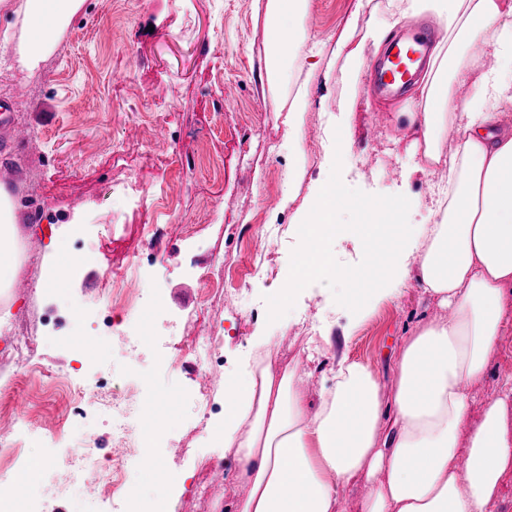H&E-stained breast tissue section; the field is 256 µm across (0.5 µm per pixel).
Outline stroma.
Returning a JSON list of instances; mask_svg holds the SVG:
<instances>
[{"mask_svg":"<svg viewBox=\"0 0 512 512\" xmlns=\"http://www.w3.org/2000/svg\"><path fill=\"white\" fill-rule=\"evenodd\" d=\"M266 0H84L35 72L14 60L19 29L14 15L0 12V185L14 197L21 237L15 272L22 288L0 295L8 311L0 329V380L15 383L14 397L0 403V421L22 414L43 428L69 421L67 433L23 448L17 460L0 455V470L25 482L31 460L36 480L26 488L42 512H112L103 494L85 499L72 491L69 464L85 449L100 459L122 460L144 512H225L238 494L233 477L238 461L219 448L215 427L196 408L201 386L195 365L178 360L177 344L214 334L223 359L205 386L223 401L227 385L241 382L255 333L270 339L274 357L301 356L302 318L317 320L329 341L314 351L312 377L305 385L316 397L330 383L341 357L367 365L390 385L402 340L417 322L437 316L420 284L408 280L381 301L363 294L375 309L357 320V305L345 285L314 286L277 318L269 307L287 282L302 241L300 207L321 185H338L341 200L335 234L324 244L337 265L366 283L383 273L368 259L386 244L362 230L370 216L362 202H407L400 223L429 224L432 184L443 170L415 171L408 145L417 138L396 114L401 96L380 92L362 74L358 104L350 116L340 108L348 98L337 42L351 13L359 26L373 20L356 12V0H307L300 20L303 44L291 45L284 75L266 71L273 31ZM297 115L302 144L288 142V119ZM27 127L20 143L9 141L11 126ZM166 148H158V141ZM136 174L132 203L113 196L112 187ZM160 225L161 252H141L144 225ZM276 224L277 238L261 227ZM63 251L50 254L49 238ZM140 251L147 287L156 289L175 320V332L158 325L153 342L132 362L116 357L130 323L124 308L111 302L113 270ZM268 254L263 276L245 273L252 254ZM230 267L223 287L200 305L201 275L214 257ZM78 259V278L61 290L49 286L53 270ZM248 289L257 318L238 304ZM73 312L110 309L112 324L94 333L73 321L70 333L85 337L92 350L75 353L63 337L43 331L48 307ZM37 339L30 362L16 361L13 340L19 329ZM98 365L97 391L109 404L122 388L137 391L138 409L153 412L160 434L136 432L135 445L117 448L97 413L71 420L69 397L60 376L81 360ZM51 367L55 379L40 375ZM150 444L154 461L141 448Z\"/></svg>","mask_w":512,"mask_h":512,"instance_id":"obj_1","label":"stroma"}]
</instances>
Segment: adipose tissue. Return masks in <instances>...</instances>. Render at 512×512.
<instances>
[{"label":"adipose tissue","instance_id":"1","mask_svg":"<svg viewBox=\"0 0 512 512\" xmlns=\"http://www.w3.org/2000/svg\"><path fill=\"white\" fill-rule=\"evenodd\" d=\"M83 0H0L20 24L19 64L33 71L54 50ZM306 0H268L276 32L267 61L282 69L281 51L295 38L290 18ZM397 15L358 30L349 19L338 42L343 71L357 87L363 41L387 42L398 20L429 14L442 25L420 83L399 115L419 127L416 169L447 170L437 224H398L392 211L371 212L367 234L396 237L400 251L388 275L417 279L440 316L412 328L401 347L395 381L384 387L365 365L340 359L317 404L304 390L299 364L275 371L247 365L244 381L226 387L218 439L241 462L240 489L228 512H343L345 490L366 487L356 512H497L512 476V374H503L481 417L472 389L487 375L512 305V79L484 72L464 97L452 85L490 56L512 63V0H399ZM455 132L457 144L444 151ZM336 186L302 204L305 246L279 300L292 302L312 284L338 279L324 240L336 220ZM19 227L11 193L0 186V288L18 265Z\"/></svg>","mask_w":512,"mask_h":512}]
</instances>
